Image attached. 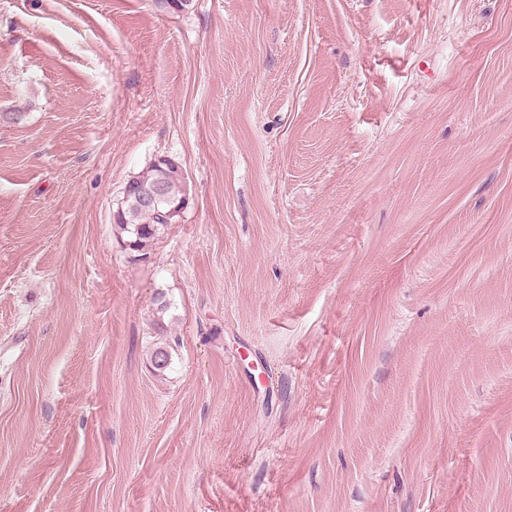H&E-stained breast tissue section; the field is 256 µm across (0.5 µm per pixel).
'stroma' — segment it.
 I'll use <instances>...</instances> for the list:
<instances>
[{
    "label": "stroma",
    "instance_id": "stroma-1",
    "mask_svg": "<svg viewBox=\"0 0 512 512\" xmlns=\"http://www.w3.org/2000/svg\"><path fill=\"white\" fill-rule=\"evenodd\" d=\"M0 512H512V0H0ZM159 179L164 182L163 197L157 206H151L162 191L160 182H157L146 189L141 197L142 203L151 207L141 206L137 198L139 191ZM184 179L182 165L178 161L173 163L158 159L146 173L127 183L123 192V199L126 200L113 215V229L122 239L124 235L127 237L126 243L133 251H147L165 227L179 217L169 215L171 208L180 211L186 208L188 202Z\"/></svg>",
    "mask_w": 512,
    "mask_h": 512
}]
</instances>
